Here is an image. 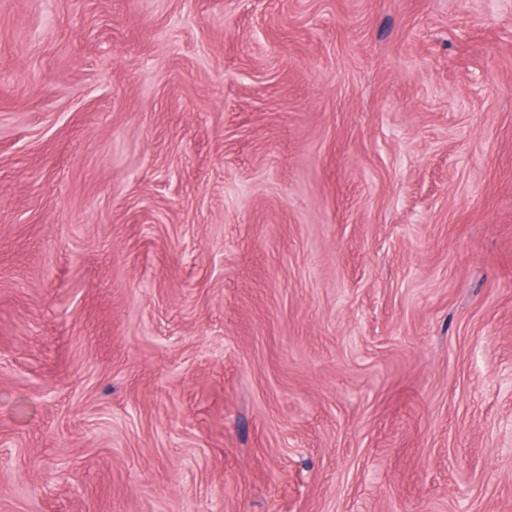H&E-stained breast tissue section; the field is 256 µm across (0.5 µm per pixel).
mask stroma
<instances>
[{"label": "stroma", "instance_id": "1", "mask_svg": "<svg viewBox=\"0 0 512 512\" xmlns=\"http://www.w3.org/2000/svg\"><path fill=\"white\" fill-rule=\"evenodd\" d=\"M0 512H512V0H0Z\"/></svg>", "mask_w": 512, "mask_h": 512}]
</instances>
